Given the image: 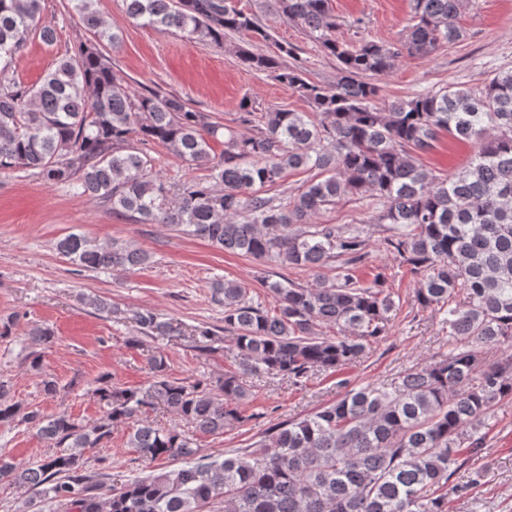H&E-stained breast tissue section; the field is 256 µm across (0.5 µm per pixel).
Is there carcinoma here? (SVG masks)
Returning a JSON list of instances; mask_svg holds the SVG:
<instances>
[{"label": "carcinoma", "instance_id": "obj_1", "mask_svg": "<svg viewBox=\"0 0 512 512\" xmlns=\"http://www.w3.org/2000/svg\"><path fill=\"white\" fill-rule=\"evenodd\" d=\"M83 25L112 49L120 36L101 21L94 0H73ZM133 21L215 47L241 34L269 40L255 13L233 0H123ZM258 8L296 23L329 56L339 78L325 89L308 82L294 49L241 51L256 71L294 89L309 112L260 108L245 96L239 132L210 121L175 95L138 94L112 69L93 42L60 58L39 85L0 82V170L31 171L43 181L103 200L112 213L141 224H162L229 253L317 273L340 259L336 280L315 286L272 282L277 306L267 310L236 280L213 284L224 305V331L237 368L215 381L168 376L162 355L149 357L152 383L143 389L105 384L96 389L107 407L86 428L62 413L26 411L0 383V420L16 417L60 453L27 468L0 455V479L45 489L58 512H447L452 467L483 449L469 431L495 403L512 396V356L486 364L484 354L512 341V70L497 72L474 92L452 86L407 100L379 97L377 76L400 58L428 56L460 40L457 19L469 0H411L412 25L403 40L349 45L336 40L329 0H256ZM41 0H0V61L9 63L30 38L47 44L54 28L40 21ZM443 132L475 143L470 159L441 179L418 162ZM153 141L209 171L184 183L178 195L148 169L130 146ZM224 138L220 160L210 141ZM309 167L328 174L286 203L262 188L286 171ZM349 195L378 199L383 209L367 220L389 225L386 249L419 280L417 306L444 314L453 346L448 355L407 372L386 386L351 388L307 416L276 424L249 448L224 460L197 457L176 427L143 419L162 404L194 431L216 434L248 420L247 379L285 376L301 383L313 371L337 373L357 362L389 330L393 295L384 276L361 281L364 229L314 224L323 208ZM72 263L91 271L133 269L148 255L130 245H107L77 233L57 243ZM147 334L178 328L149 311L135 315ZM337 329L322 336L317 327ZM27 340L51 342L53 331L33 326ZM131 425L127 447L156 460H183L173 471L112 487L104 501L83 473V451L109 439L112 427Z\"/></svg>", "mask_w": 512, "mask_h": 512}]
</instances>
